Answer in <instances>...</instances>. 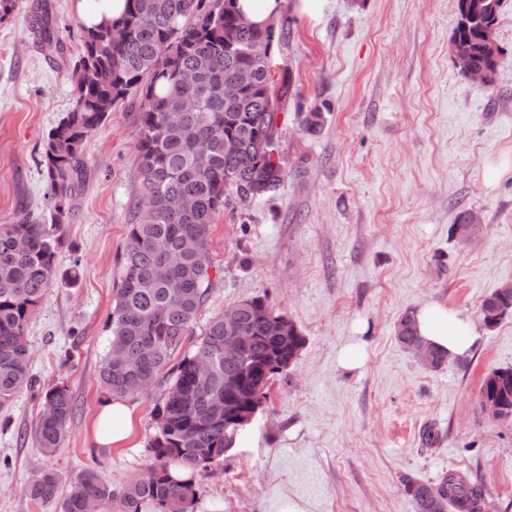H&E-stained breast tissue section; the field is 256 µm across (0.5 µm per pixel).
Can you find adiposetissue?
<instances>
[{"mask_svg":"<svg viewBox=\"0 0 512 512\" xmlns=\"http://www.w3.org/2000/svg\"><path fill=\"white\" fill-rule=\"evenodd\" d=\"M416 323L420 335L427 342L446 350L452 357L466 355L477 338L466 317L437 303L419 311ZM131 432L132 414L129 407L120 401L105 404L95 429L97 442L104 446L120 444L130 437Z\"/></svg>","mask_w":512,"mask_h":512,"instance_id":"1","label":"adipose tissue"}]
</instances>
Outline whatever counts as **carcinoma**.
Wrapping results in <instances>:
<instances>
[{"instance_id": "carcinoma-1", "label": "carcinoma", "mask_w": 512, "mask_h": 512, "mask_svg": "<svg viewBox=\"0 0 512 512\" xmlns=\"http://www.w3.org/2000/svg\"><path fill=\"white\" fill-rule=\"evenodd\" d=\"M229 0H125L117 18L87 26L79 23L81 48L73 65L74 105L48 135L41 160L51 208V223L29 209L0 224V410L34 379L25 328L56 274L64 220L83 184L84 144L112 109L131 97L140 99L134 196L126 243L119 259V284L109 315L107 352L97 381L112 399L149 393L164 381V370L181 348L206 300V262L211 226L228 204L238 183L263 197L268 181L283 183L285 171L275 162L277 115L288 85H275L267 59L276 38L272 26L242 28ZM458 11L452 40L465 51L470 66L494 75L500 54L487 49L485 30L499 22L502 0H465ZM152 24L140 28L138 15ZM29 31L41 49L62 54L63 45L46 7L35 3ZM249 69L253 82L234 88L236 74ZM189 71L195 83L180 76ZM187 205L169 207L173 197ZM164 266L181 288L174 292L155 277ZM484 323L493 327L512 313V285H504L481 303ZM232 313L252 330L253 341L238 358L224 357V315ZM262 297L244 300L212 318L192 356L176 368L156 410L153 462L147 472L120 487L88 468L71 480L60 512H100L114 502L120 512H187L194 479L235 447L240 430L228 413H237L234 385L245 376L267 399L269 384L287 370L306 344L297 324L282 322ZM400 343L422 340L415 318L406 313L396 326ZM156 346L148 358L142 347ZM126 352L112 359V350ZM207 359L213 374L203 376L197 359ZM480 401L512 417V368L495 369L480 386ZM33 430L35 447L54 453L65 441L76 412L64 386L46 389ZM179 467L189 478L179 481ZM59 477L47 469L30 482L29 497L41 503L56 499ZM414 512H481L490 507L485 487L449 472L435 483L403 479Z\"/></svg>"}]
</instances>
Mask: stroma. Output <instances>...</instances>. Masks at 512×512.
I'll use <instances>...</instances> for the list:
<instances>
[{
	"mask_svg": "<svg viewBox=\"0 0 512 512\" xmlns=\"http://www.w3.org/2000/svg\"><path fill=\"white\" fill-rule=\"evenodd\" d=\"M34 0L0 20V224L22 206L43 213V146L74 105L63 57L79 46L76 0H44L64 45L43 52L27 29ZM458 0H282L285 29L272 54L289 79L278 114L286 176L277 194L230 202L208 244V298L181 349L194 353L210 319L267 298L306 338L294 364L235 448L195 481L192 512H412L403 476L428 483L455 471L481 481L493 512H512V419L478 403L483 378L512 366V317L487 327L483 299L512 284V0L495 39L492 83L456 68L450 40ZM322 108L319 132L306 112ZM137 104L117 105L86 140V181L61 229L59 273L30 317V370L41 387L67 386L76 405L54 454L36 448L39 396L25 390L0 411V512H59L25 487L46 469L64 484L96 467L113 486L145 473L163 389L127 397L133 433L97 443L106 396L96 382L136 186ZM483 234L463 242L450 227L460 209ZM81 277H62L72 263ZM438 303L468 317V355L426 370L397 341L405 312ZM360 349L347 370L342 353ZM433 443H425L424 432Z\"/></svg>",
	"mask_w": 512,
	"mask_h": 512,
	"instance_id": "stroma-1",
	"label": "stroma"
}]
</instances>
